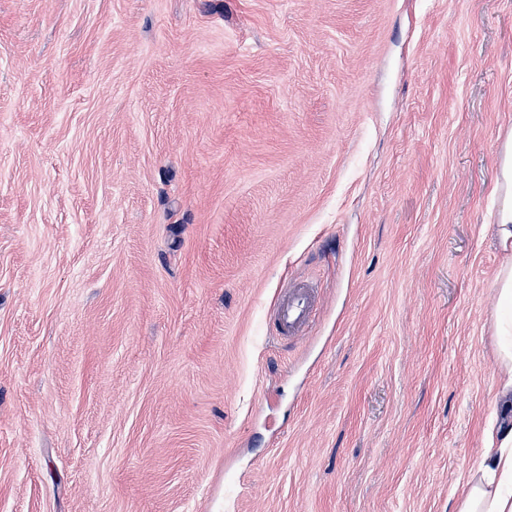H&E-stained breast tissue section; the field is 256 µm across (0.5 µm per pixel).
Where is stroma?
<instances>
[{
	"instance_id": "35a3bbf8",
	"label": "stroma",
	"mask_w": 512,
	"mask_h": 512,
	"mask_svg": "<svg viewBox=\"0 0 512 512\" xmlns=\"http://www.w3.org/2000/svg\"><path fill=\"white\" fill-rule=\"evenodd\" d=\"M510 130L512 0H0V512H452ZM314 301L313 290L303 287L280 303L274 313V324L279 336H293L306 325L310 319Z\"/></svg>"
}]
</instances>
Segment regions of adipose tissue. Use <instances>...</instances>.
I'll use <instances>...</instances> for the list:
<instances>
[{"instance_id": "adipose-tissue-1", "label": "adipose tissue", "mask_w": 512, "mask_h": 512, "mask_svg": "<svg viewBox=\"0 0 512 512\" xmlns=\"http://www.w3.org/2000/svg\"><path fill=\"white\" fill-rule=\"evenodd\" d=\"M498 189L503 202L495 217V236L503 255L494 279V335L503 367L501 423L484 430L488 446L456 502L455 512H512V133L503 137Z\"/></svg>"}]
</instances>
